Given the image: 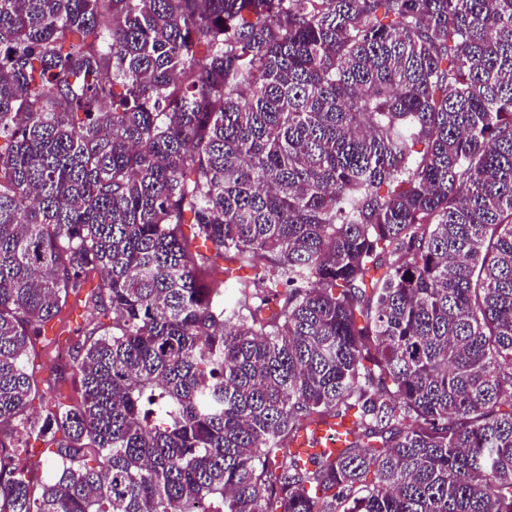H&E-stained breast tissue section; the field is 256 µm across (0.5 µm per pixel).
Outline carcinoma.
I'll return each instance as SVG.
<instances>
[{
  "label": "carcinoma",
  "instance_id": "carcinoma-1",
  "mask_svg": "<svg viewBox=\"0 0 512 512\" xmlns=\"http://www.w3.org/2000/svg\"><path fill=\"white\" fill-rule=\"evenodd\" d=\"M198 504L512 512V0H0V512ZM76 311H79L77 316ZM86 320L109 326L112 324V314L93 305L85 306L84 302H80L63 313L61 321L56 319L54 333H49L45 339L38 340L30 349V356L36 365L40 380V391L29 405L31 413L41 412L44 401L50 398L66 403L80 401V383L72 368V360L67 355L65 360L60 361L58 354L68 351L70 355L68 350L70 344L66 342V339L68 337L75 339L72 331ZM58 336L59 340H57ZM314 429V440H308L306 435L301 434L294 448L304 460L334 453L336 448L344 446V439L350 438L349 424L346 421L319 422Z\"/></svg>",
  "mask_w": 512,
  "mask_h": 512
}]
</instances>
